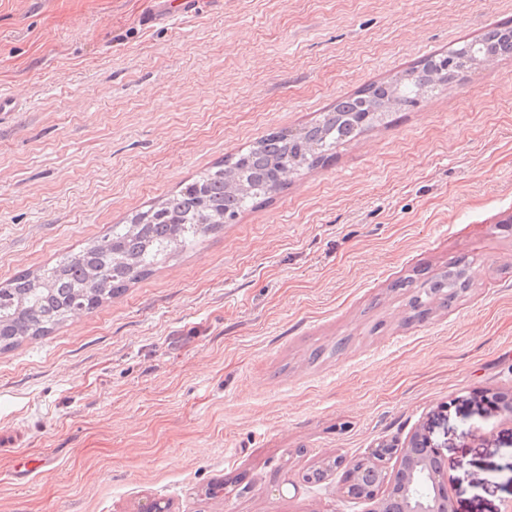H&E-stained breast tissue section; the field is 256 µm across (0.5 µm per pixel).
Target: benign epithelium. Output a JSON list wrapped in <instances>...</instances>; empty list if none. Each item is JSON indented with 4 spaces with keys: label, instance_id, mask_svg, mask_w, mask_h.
Wrapping results in <instances>:
<instances>
[{
    "label": "benign epithelium",
    "instance_id": "7a95c632",
    "mask_svg": "<svg viewBox=\"0 0 512 512\" xmlns=\"http://www.w3.org/2000/svg\"><path fill=\"white\" fill-rule=\"evenodd\" d=\"M492 399L496 411L512 417L511 389L492 393ZM432 434L431 426L423 424L399 448L381 441L356 460L325 458L316 470L344 469L339 493L350 500L373 504L370 512H456ZM392 456L396 469L390 473L384 462Z\"/></svg>",
    "mask_w": 512,
    "mask_h": 512
}]
</instances>
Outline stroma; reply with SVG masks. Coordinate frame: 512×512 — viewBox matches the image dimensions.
<instances>
[{
    "label": "stroma",
    "instance_id": "1",
    "mask_svg": "<svg viewBox=\"0 0 512 512\" xmlns=\"http://www.w3.org/2000/svg\"><path fill=\"white\" fill-rule=\"evenodd\" d=\"M0 0V284L272 131L496 25L512 0ZM469 284L413 319L450 270ZM512 54L0 351V512H369L321 458L434 425L457 512H512ZM156 5L147 15L146 24L166 23L175 16L195 14L200 0H155ZM177 1V2H176Z\"/></svg>",
    "mask_w": 512,
    "mask_h": 512
}]
</instances>
